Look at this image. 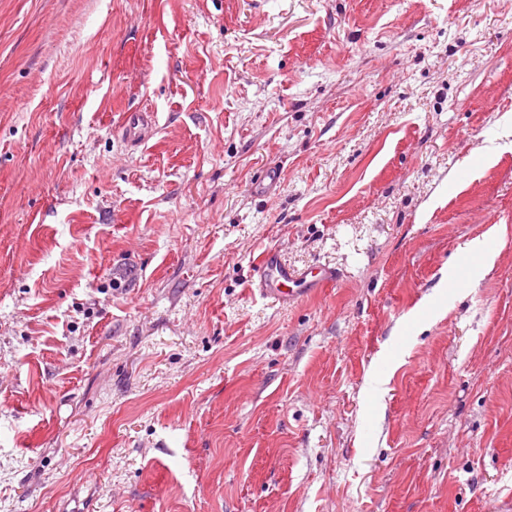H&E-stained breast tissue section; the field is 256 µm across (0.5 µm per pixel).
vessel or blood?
<instances>
[{"mask_svg":"<svg viewBox=\"0 0 512 512\" xmlns=\"http://www.w3.org/2000/svg\"><path fill=\"white\" fill-rule=\"evenodd\" d=\"M153 123L145 112L129 113L124 124L126 136L132 140L144 138ZM259 292L262 296L281 302H291L311 294L312 290L333 281L335 271L325 265L298 271L288 267L277 251H266L256 269Z\"/></svg>","mask_w":512,"mask_h":512,"instance_id":"b4317fda","label":"vessel or blood"}]
</instances>
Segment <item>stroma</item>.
Segmentation results:
<instances>
[{"label": "stroma", "instance_id": "obj_1", "mask_svg": "<svg viewBox=\"0 0 512 512\" xmlns=\"http://www.w3.org/2000/svg\"><path fill=\"white\" fill-rule=\"evenodd\" d=\"M0 512H512V0H0ZM153 117L147 112H131L124 124L126 136L131 140L145 138V130L152 127ZM255 272L260 294L281 302H291L307 296L313 288L324 286L336 279V272L326 265L302 271L292 269L281 260L275 250L265 252Z\"/></svg>", "mask_w": 512, "mask_h": 512}]
</instances>
